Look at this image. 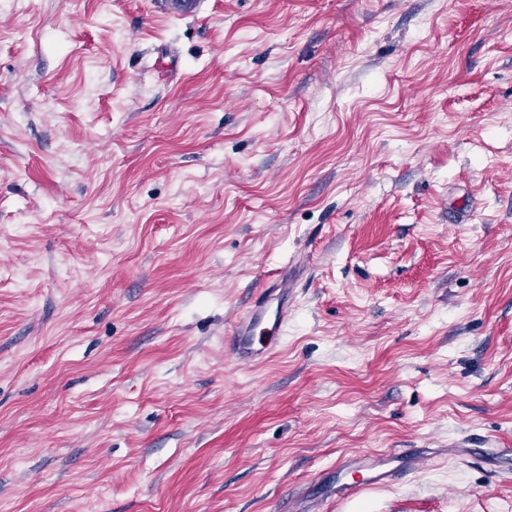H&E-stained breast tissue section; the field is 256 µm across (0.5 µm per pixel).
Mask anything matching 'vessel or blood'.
Returning a JSON list of instances; mask_svg holds the SVG:
<instances>
[{"label": "vessel or blood", "mask_w": 512, "mask_h": 512, "mask_svg": "<svg viewBox=\"0 0 512 512\" xmlns=\"http://www.w3.org/2000/svg\"><path fill=\"white\" fill-rule=\"evenodd\" d=\"M293 290L286 272L271 275L227 338L226 351L238 362L252 363L268 355L288 321ZM427 448L356 454L337 462L331 471L330 499L346 501L366 490L398 481L430 456Z\"/></svg>", "instance_id": "obj_1"}]
</instances>
